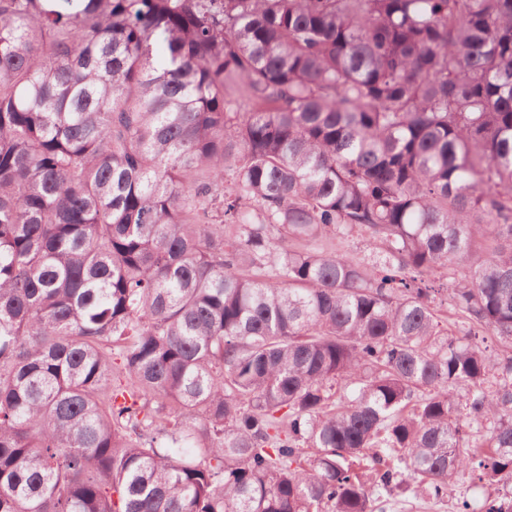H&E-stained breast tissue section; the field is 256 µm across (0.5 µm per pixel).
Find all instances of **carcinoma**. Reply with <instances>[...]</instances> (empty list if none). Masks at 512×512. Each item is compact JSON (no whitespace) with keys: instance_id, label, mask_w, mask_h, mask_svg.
Listing matches in <instances>:
<instances>
[{"instance_id":"carcinoma-1","label":"carcinoma","mask_w":512,"mask_h":512,"mask_svg":"<svg viewBox=\"0 0 512 512\" xmlns=\"http://www.w3.org/2000/svg\"><path fill=\"white\" fill-rule=\"evenodd\" d=\"M464 475L512 512V0H0V512ZM336 247L359 258L368 260L372 255L373 245H370L369 238L367 236L352 233L344 238L337 239Z\"/></svg>"}]
</instances>
